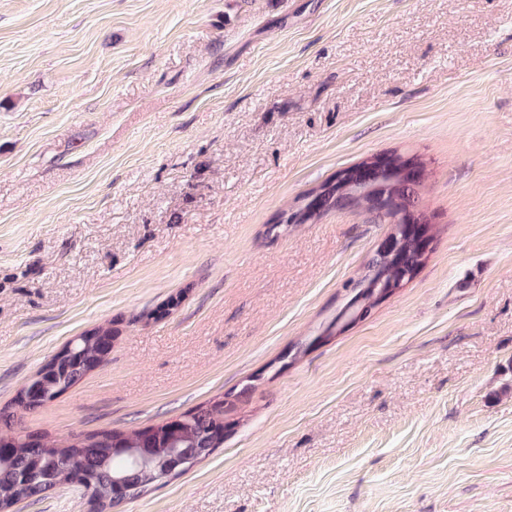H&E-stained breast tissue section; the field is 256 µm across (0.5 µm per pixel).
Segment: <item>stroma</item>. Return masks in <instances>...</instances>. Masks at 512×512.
I'll return each mask as SVG.
<instances>
[{
  "instance_id": "1",
  "label": "stroma",
  "mask_w": 512,
  "mask_h": 512,
  "mask_svg": "<svg viewBox=\"0 0 512 512\" xmlns=\"http://www.w3.org/2000/svg\"><path fill=\"white\" fill-rule=\"evenodd\" d=\"M392 151L436 237L322 339L391 226L277 217ZM104 324L22 431L225 424L111 512H512V0H0V408Z\"/></svg>"
}]
</instances>
